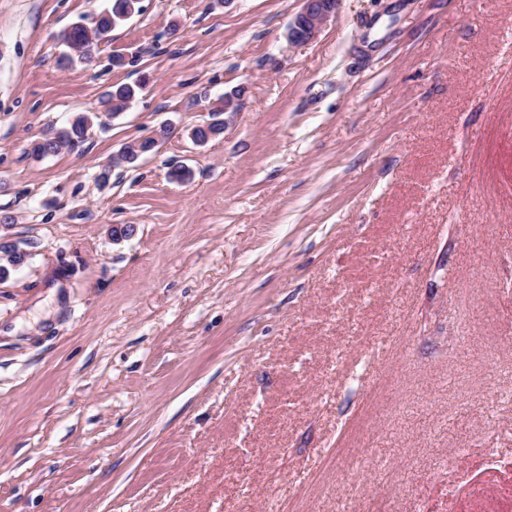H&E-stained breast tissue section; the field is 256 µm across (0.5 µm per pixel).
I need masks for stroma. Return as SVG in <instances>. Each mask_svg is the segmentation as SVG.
<instances>
[{
    "instance_id": "35a3bbf8",
    "label": "stroma",
    "mask_w": 512,
    "mask_h": 512,
    "mask_svg": "<svg viewBox=\"0 0 512 512\" xmlns=\"http://www.w3.org/2000/svg\"><path fill=\"white\" fill-rule=\"evenodd\" d=\"M107 3L0 0V512H512V0H139L61 69ZM110 6L95 18L96 25L75 23L61 34L66 47L81 60L92 57L104 33L121 25V18L129 12L138 11V0H111ZM341 0H301L302 8L288 27V43L292 46L315 39L322 27L336 17ZM149 79L144 77L139 83L132 85H119L108 91L104 98L103 103L107 107V112L111 115H118L124 112L129 103L136 97L138 92H141L146 87ZM94 118H96L94 113L76 115L68 127L57 131L53 137L35 143L32 147V154L36 157H43L57 153L62 147L76 146L83 141Z\"/></svg>"
}]
</instances>
